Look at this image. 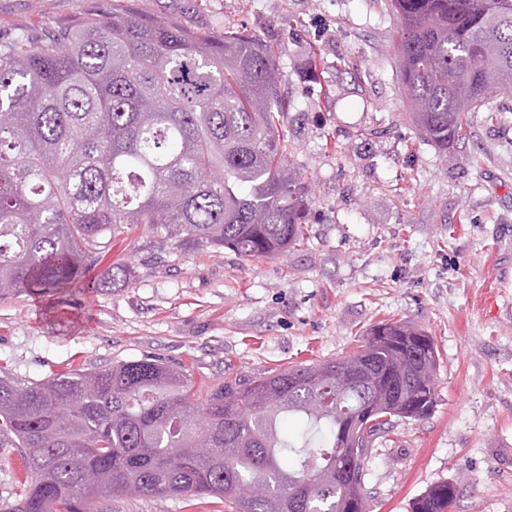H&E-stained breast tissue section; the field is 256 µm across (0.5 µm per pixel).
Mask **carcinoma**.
<instances>
[{
  "label": "carcinoma",
  "instance_id": "carcinoma-1",
  "mask_svg": "<svg viewBox=\"0 0 512 512\" xmlns=\"http://www.w3.org/2000/svg\"><path fill=\"white\" fill-rule=\"evenodd\" d=\"M418 136L446 152L472 112L505 121L512 0H386ZM284 75L245 28L190 31L127 0L40 38L0 41V300L71 292L116 231L149 224L180 249L275 257L303 242ZM108 267L95 287L127 281ZM439 356L406 322L353 353L243 375L201 396L160 358L0 378V437L31 481L7 512H99L113 496L207 495L233 512H367L365 464L392 418L435 405ZM304 421L285 437V416ZM457 485L412 512H448Z\"/></svg>",
  "mask_w": 512,
  "mask_h": 512
}]
</instances>
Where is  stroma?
<instances>
[{
	"label": "stroma",
	"instance_id": "stroma-1",
	"mask_svg": "<svg viewBox=\"0 0 512 512\" xmlns=\"http://www.w3.org/2000/svg\"><path fill=\"white\" fill-rule=\"evenodd\" d=\"M192 29L243 27L274 50L292 101L290 163L305 187L307 240L282 256L182 250L124 227L105 264L134 276L49 301L0 300V378L106 369L154 356L190 368L198 390L352 352L382 321L433 337L436 404L397 419L368 455L371 512H412L441 482L451 512H512V96L497 126L470 118L464 144L422 141L399 90L398 22L384 0H136ZM112 0H0V41L40 36ZM30 476L0 447V512ZM101 512H224L212 497H111Z\"/></svg>",
	"mask_w": 512,
	"mask_h": 512
}]
</instances>
